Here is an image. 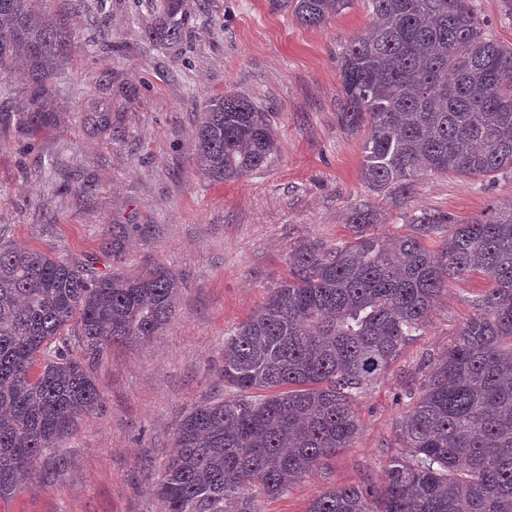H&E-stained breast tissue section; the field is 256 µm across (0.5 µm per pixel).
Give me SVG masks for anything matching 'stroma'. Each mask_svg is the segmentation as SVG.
<instances>
[{
  "mask_svg": "<svg viewBox=\"0 0 512 512\" xmlns=\"http://www.w3.org/2000/svg\"><path fill=\"white\" fill-rule=\"evenodd\" d=\"M65 23L70 50L52 106L64 124L25 152L19 129L0 133V228L7 239L58 260L93 258L98 273H133L147 264L181 279L163 335L107 350L94 365L104 404L85 417L61 452L68 467L51 486L0 500V512H161L151 484L173 447L180 418L224 394V338L288 276L300 241L350 240L341 217L379 205L377 237L402 232L405 211L468 220L512 206V175L421 176L394 204L361 180L365 131L340 125L338 53L369 24L367 0L311 28L268 0H204L191 8L195 39L149 41L151 0H46ZM103 9L105 24L88 17ZM233 91L273 110L279 150L259 171L212 182L193 165L199 109ZM106 110L97 130L86 113ZM87 193L74 191L75 183ZM129 225L121 263L108 246L112 227ZM482 277L449 284L429 324L353 408L360 431L282 496L258 497L259 512H306L331 487L380 485L399 452L395 425L413 406L431 364L472 314Z\"/></svg>",
  "mask_w": 512,
  "mask_h": 512,
  "instance_id": "35a3bbf8",
  "label": "stroma"
}]
</instances>
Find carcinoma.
I'll use <instances>...</instances> for the list:
<instances>
[{"label": "carcinoma", "mask_w": 512, "mask_h": 512, "mask_svg": "<svg viewBox=\"0 0 512 512\" xmlns=\"http://www.w3.org/2000/svg\"><path fill=\"white\" fill-rule=\"evenodd\" d=\"M352 2L268 0L312 28ZM369 4L367 32L338 55L341 125L368 130V190L404 199L428 171L512 173V46L488 35L474 0ZM192 33L186 0H160L150 40L177 44ZM67 47L63 23L35 0H0V82L28 77L26 91L0 106V130L17 124L34 141L60 125L51 97ZM278 147L273 113L244 95L228 91L200 114L196 167L210 181L243 178ZM343 221L354 241L294 245L288 278L224 338L232 397L194 406L176 426L153 485L163 512H257L253 490L277 498L350 447L357 395L420 335L450 281L478 275L487 287L473 314L398 421L403 451L385 482L325 490L306 512H512V208L459 224L405 212L407 233L386 244L374 236L377 207L355 205ZM126 231L112 225L116 263ZM179 284L161 267L102 276L88 260L0 238V500L49 485L52 473L35 469L42 458L66 466L62 443L102 408L92 363L115 343L161 335ZM67 331L84 354L47 349Z\"/></svg>", "instance_id": "cac0c4a2"}]
</instances>
